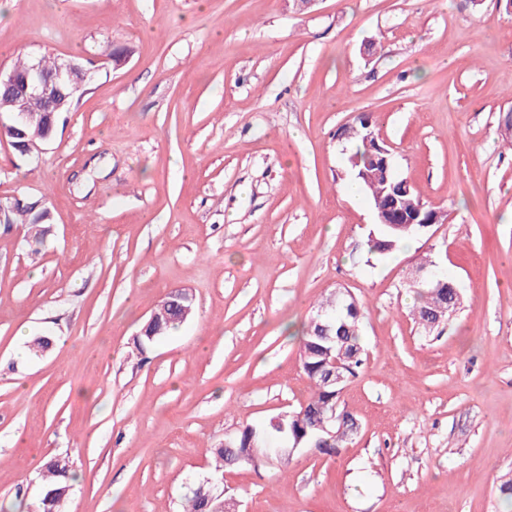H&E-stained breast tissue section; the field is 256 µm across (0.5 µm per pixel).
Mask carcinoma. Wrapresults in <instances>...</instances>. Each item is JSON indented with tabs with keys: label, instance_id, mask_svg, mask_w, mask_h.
<instances>
[{
	"label": "carcinoma",
	"instance_id": "1",
	"mask_svg": "<svg viewBox=\"0 0 512 512\" xmlns=\"http://www.w3.org/2000/svg\"><path fill=\"white\" fill-rule=\"evenodd\" d=\"M32 58L14 62L10 72L16 77V85L0 90V117L7 120L21 102L19 94L23 81L29 75ZM59 113L46 112L35 107L28 113V120L17 129H6L5 135L13 143L40 144L53 138ZM371 132L368 117L358 119V124L346 130L345 139L352 143L348 155L346 178L356 183L368 196L372 208L381 205L387 207L397 204L403 212L420 211L426 213L430 206L421 199L415 188L404 178L390 170L381 168V153L373 140L367 139ZM6 209L0 213V224H51L52 212L39 200L29 201L23 198L5 199ZM423 230L418 226L409 229L393 228L387 224H376L367 238V253L384 256L400 246L406 239L420 235ZM417 305L413 314H423L438 309L444 310V317L450 318L461 305L457 288L438 290L432 286L415 289ZM157 319L141 335L140 346L145 348L156 339L183 322L165 298L155 309ZM364 311L355 298L343 295L340 299L329 298L319 305L318 311L304 327L300 338L299 358L301 368L314 388V394L306 406L288 412L282 422L275 425L267 422L260 425H246L224 439V443L212 449L214 469L212 473L222 474L224 470L246 464L241 456L251 459L252 465L265 463L267 451L278 442H287L289 446L315 448L327 455L336 453L344 447L352 436L348 429H334L335 437L323 431V418L338 404L339 388L328 382L327 373L331 369L329 350H345L346 359L343 375L350 379L358 375L362 366L364 346L361 338V325ZM69 462L52 459L46 463L43 474L41 497L36 512H60L70 490ZM209 484L202 483L190 488L185 497L183 512H211L208 504Z\"/></svg>",
	"mask_w": 512,
	"mask_h": 512
}]
</instances>
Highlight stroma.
I'll return each mask as SVG.
<instances>
[{"label": "stroma", "mask_w": 512, "mask_h": 512, "mask_svg": "<svg viewBox=\"0 0 512 512\" xmlns=\"http://www.w3.org/2000/svg\"><path fill=\"white\" fill-rule=\"evenodd\" d=\"M99 71L39 164L0 139V199H43L36 242L0 224V512H181L227 433L312 395L297 338L318 303L367 311L335 456L224 473L239 512H512V14L485 0H0V69L48 53ZM369 115L446 221L367 258L343 128ZM443 268L462 308L432 332L408 280ZM192 318L148 348L169 292ZM43 335L51 347L35 355ZM70 480H73V473H70L68 461H48L44 468L41 497L35 512H61L71 490Z\"/></svg>", "instance_id": "35a3bbf8"}]
</instances>
